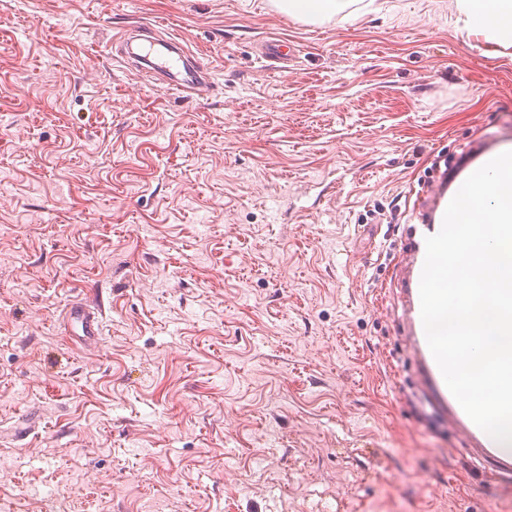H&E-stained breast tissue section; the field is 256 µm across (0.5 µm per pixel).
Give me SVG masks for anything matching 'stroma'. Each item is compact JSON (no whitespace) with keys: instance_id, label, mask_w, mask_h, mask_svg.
Wrapping results in <instances>:
<instances>
[{"instance_id":"35a3bbf8","label":"stroma","mask_w":512,"mask_h":512,"mask_svg":"<svg viewBox=\"0 0 512 512\" xmlns=\"http://www.w3.org/2000/svg\"><path fill=\"white\" fill-rule=\"evenodd\" d=\"M458 27L453 0H0L1 505L512 512L418 345V233L512 141V57ZM127 32L215 90L127 70ZM276 3L287 7L289 15L305 18H324L343 12L349 6L346 0H283ZM87 303L73 304L68 315L72 321L80 324L81 335L85 340H95L99 336V319L87 307Z\"/></svg>"}]
</instances>
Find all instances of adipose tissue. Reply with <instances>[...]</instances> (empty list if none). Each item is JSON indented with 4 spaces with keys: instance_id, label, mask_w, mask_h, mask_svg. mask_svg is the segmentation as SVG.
Returning a JSON list of instances; mask_svg holds the SVG:
<instances>
[{
    "instance_id": "ef3b65f1",
    "label": "adipose tissue",
    "mask_w": 512,
    "mask_h": 512,
    "mask_svg": "<svg viewBox=\"0 0 512 512\" xmlns=\"http://www.w3.org/2000/svg\"><path fill=\"white\" fill-rule=\"evenodd\" d=\"M467 35L494 55L512 53V0H455Z\"/></svg>"
}]
</instances>
